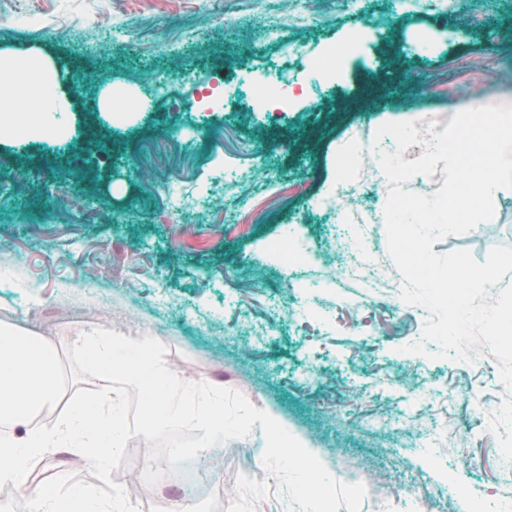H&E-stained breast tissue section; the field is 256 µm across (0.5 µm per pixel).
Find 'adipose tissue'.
Instances as JSON below:
<instances>
[{
	"mask_svg": "<svg viewBox=\"0 0 512 512\" xmlns=\"http://www.w3.org/2000/svg\"><path fill=\"white\" fill-rule=\"evenodd\" d=\"M67 81V68L38 48L0 50V138L67 136ZM60 388L54 346L33 332L0 324V481L28 495L30 512H133L120 489L102 502L76 485L31 483L30 463L53 449H82L101 466L128 433L123 395L109 387L74 401L53 426H43L39 417L57 401Z\"/></svg>",
	"mask_w": 512,
	"mask_h": 512,
	"instance_id": "obj_1",
	"label": "adipose tissue"
}]
</instances>
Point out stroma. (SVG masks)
Segmentation results:
<instances>
[{"label": "stroma", "mask_w": 512, "mask_h": 512, "mask_svg": "<svg viewBox=\"0 0 512 512\" xmlns=\"http://www.w3.org/2000/svg\"><path fill=\"white\" fill-rule=\"evenodd\" d=\"M0 0V49L39 46L72 69L63 140H0V322L48 339L62 386L43 424L103 380H76L75 335L162 343L183 381L241 391L299 434L335 480L362 471L361 512H478L512 503L492 418L498 360L407 352L427 310L388 251L390 185L373 156L387 122L447 126L512 89V0ZM341 76L311 68L354 27ZM300 54L288 59L285 45ZM290 101H272L277 81ZM129 93L123 123L99 110ZM357 155L347 187L344 155ZM372 193H365V184ZM352 243L361 276L345 273ZM512 247V191L432 247L485 260ZM424 342V341H423ZM260 427L141 485L136 512H287ZM96 484L71 448L30 481Z\"/></svg>", "instance_id": "35a3bbf8"}]
</instances>
